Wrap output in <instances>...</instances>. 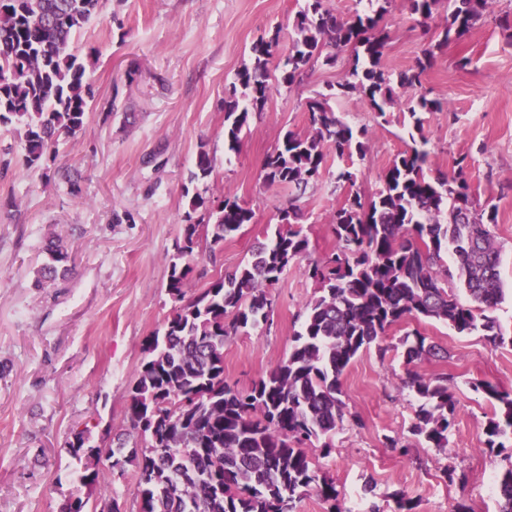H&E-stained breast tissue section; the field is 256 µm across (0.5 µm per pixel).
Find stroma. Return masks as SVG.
Returning <instances> with one entry per match:
<instances>
[{
    "instance_id": "obj_1",
    "label": "stroma",
    "mask_w": 512,
    "mask_h": 512,
    "mask_svg": "<svg viewBox=\"0 0 512 512\" xmlns=\"http://www.w3.org/2000/svg\"><path fill=\"white\" fill-rule=\"evenodd\" d=\"M304 5L106 0L75 36L78 55L89 59L93 93L84 128L33 172L12 127H0V512H60L74 491L86 501L84 512H98L110 496L121 512H139L134 472L112 474L102 459L97 484L82 487L85 464L69 443L80 430L97 442L128 428L126 401L145 341L174 308L170 260L192 195L228 192L255 213L254 223L225 240L217 265L199 261L208 277L269 242L289 205L300 208L309 238L307 251L270 291L269 324L224 345V375L238 389H249L287 356L318 288L306 270L336 247L332 211L352 191L375 192L394 157L413 146L428 151L432 169L463 173L478 207L495 205L491 230L501 250L505 298L492 315L512 336V36L496 22L512 17V0H495L492 14L438 52L424 85L449 108L422 113L420 131L409 121L415 92L397 90L382 116L360 95L339 93L355 59L348 49L335 63L306 66L299 83H273L239 151H228L224 99L232 92L241 104L250 100L237 73L252 65L251 47L260 38L278 35L280 55L288 54ZM447 14V0L425 22L413 14L411 0H389L383 23L391 39L382 68L395 75L413 65ZM321 94L330 95L346 124L367 130L365 157L340 160L328 152L321 177L302 192L267 185L265 157L287 132H310L307 103ZM109 104L114 110L106 121ZM202 147L215 168L197 179ZM69 166L80 173L76 194L65 178ZM342 168L354 173V183L337 180ZM53 234L68 244L74 268L65 280L37 288L33 272ZM414 331L448 352L447 360L416 365L425 375L447 374L455 393V425L444 448L410 432L419 402L401 387L407 369L401 341ZM476 379L512 393V346L495 347L481 333L460 334L418 318L362 351L343 378L351 417L337 426L329 453L313 451L342 507L394 512L393 495L401 491L416 512H453L460 501L474 512H499L505 454L489 450L484 433L497 404L471 389ZM391 438L409 444V455H394Z\"/></svg>"
}]
</instances>
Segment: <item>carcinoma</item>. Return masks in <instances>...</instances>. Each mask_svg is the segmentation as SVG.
<instances>
[{
    "mask_svg": "<svg viewBox=\"0 0 512 512\" xmlns=\"http://www.w3.org/2000/svg\"><path fill=\"white\" fill-rule=\"evenodd\" d=\"M493 0H448V17L437 43L424 49L416 67L399 73L397 85L381 68L389 32L382 14L344 20L325 0H305L288 56L269 67L278 36L252 46L254 64L237 74L251 91L250 106L235 96L224 100L228 151L238 152L250 131V111H261L271 89V69L290 86L311 61L334 62L349 46L363 49L364 63L339 84L367 98L379 116L394 103V87L419 92L409 112H441L448 102L429 98L423 75L435 51L463 38ZM104 6V0H0V125L17 126L24 165L42 167L61 135L83 129L91 97L85 65L72 53L74 35ZM332 95L308 102L312 132H288L267 155L265 182L305 190L321 176L329 146L337 157H364L368 132L355 131L332 109ZM428 153L413 147L399 153L366 197L356 191L331 215L336 252L315 262L309 275L319 294L305 306L301 330L288 356L251 388L240 390L224 378V344L268 321L269 290L288 271L309 241L299 226V208L281 213L275 238L235 268L219 274L186 299L194 266L214 264L224 240L253 223L252 209L229 193L190 198L183 232L170 265L168 291L176 303L163 331L155 333L129 391V430L107 449L85 432L69 443L73 456L106 454L120 470L134 468L142 512H295L313 492L326 512H342L333 481L319 476L308 448L330 437L343 423V376L356 356L408 318H428L458 333L481 332L494 346L507 342L487 311L502 302L500 249L490 229L495 207L474 209L470 187L459 177L426 175ZM192 178L209 176L213 158L201 147ZM35 271L43 288L70 271V253L53 237L43 246ZM454 258L457 278L469 297L462 303L448 289L442 254ZM407 362L438 357L440 349L415 333L405 336ZM403 388L420 402L412 432L435 448L448 446L456 399L448 375L409 370ZM473 388L499 405L485 425L489 449L504 448L512 435V394L486 380ZM499 479V512H512V455Z\"/></svg>",
    "mask_w": 512,
    "mask_h": 512,
    "instance_id": "1",
    "label": "carcinoma"
}]
</instances>
